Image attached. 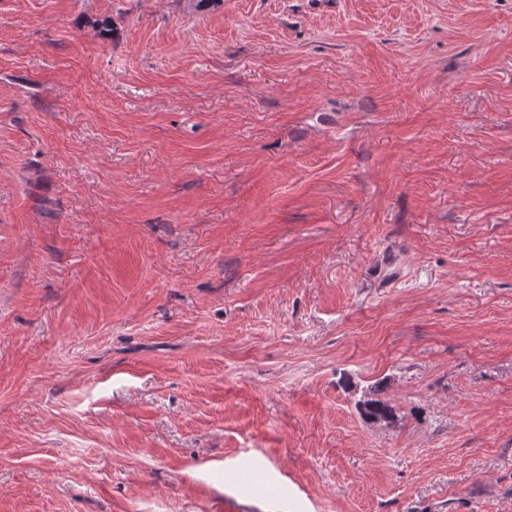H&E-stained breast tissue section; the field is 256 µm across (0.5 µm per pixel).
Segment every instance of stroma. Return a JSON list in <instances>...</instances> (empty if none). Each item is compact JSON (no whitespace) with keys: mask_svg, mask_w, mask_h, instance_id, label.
Returning a JSON list of instances; mask_svg holds the SVG:
<instances>
[{"mask_svg":"<svg viewBox=\"0 0 512 512\" xmlns=\"http://www.w3.org/2000/svg\"><path fill=\"white\" fill-rule=\"evenodd\" d=\"M0 512H512V0H0Z\"/></svg>","mask_w":512,"mask_h":512,"instance_id":"obj_1","label":"stroma"}]
</instances>
